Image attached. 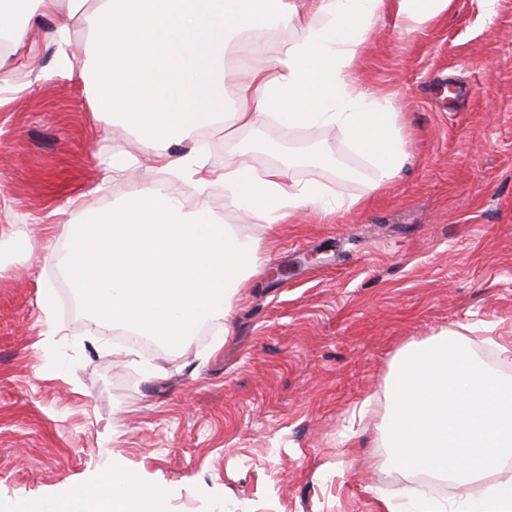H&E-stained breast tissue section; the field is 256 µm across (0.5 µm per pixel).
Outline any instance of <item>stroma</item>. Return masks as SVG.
I'll use <instances>...</instances> for the list:
<instances>
[{
    "instance_id": "1",
    "label": "stroma",
    "mask_w": 512,
    "mask_h": 512,
    "mask_svg": "<svg viewBox=\"0 0 512 512\" xmlns=\"http://www.w3.org/2000/svg\"><path fill=\"white\" fill-rule=\"evenodd\" d=\"M52 31L36 28L32 57L0 53V234L30 243L0 247V497H49L115 462L166 485L168 512H381L420 492L380 428L400 350L468 326L474 354L512 378L497 350L512 341V0H450L410 29L390 4L375 19L350 79L396 115L406 160L383 186L333 127L217 124L169 145L204 144L217 173L244 150L353 203L282 224L160 169L158 146L93 112ZM160 183L251 238L256 270L229 334L205 322L136 363L54 254L70 222Z\"/></svg>"
}]
</instances>
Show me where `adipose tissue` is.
<instances>
[{
	"label": "adipose tissue",
	"instance_id": "ef3b65f1",
	"mask_svg": "<svg viewBox=\"0 0 512 512\" xmlns=\"http://www.w3.org/2000/svg\"><path fill=\"white\" fill-rule=\"evenodd\" d=\"M385 0H0V38L25 48L37 21L59 18L53 34L68 45L80 28L96 64L80 70L94 88L93 108L127 130L166 144L223 120L252 127L274 120L289 128L333 126L371 160L380 182L405 161L394 129L395 113L377 110L349 78L367 32ZM299 22L300 38L275 59L255 52L247 77L225 109L224 54L228 36L274 30ZM162 169L192 182L198 194L221 183L249 220L280 224L320 202L316 181L288 179L285 169L262 171L234 155L219 177L205 169L203 153H163ZM165 486H145L119 464L95 480L69 484L57 495L18 505L16 512H166ZM386 512H512V479L445 507L429 498L402 495Z\"/></svg>",
	"mask_w": 512,
	"mask_h": 512
}]
</instances>
